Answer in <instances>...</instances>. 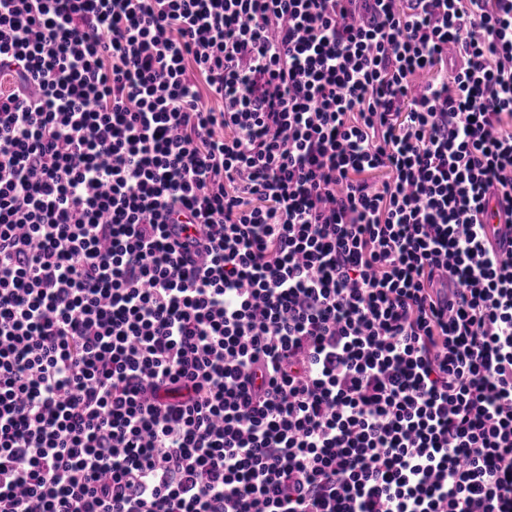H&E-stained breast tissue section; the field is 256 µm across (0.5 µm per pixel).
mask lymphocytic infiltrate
Returning <instances> with one entry per match:
<instances>
[{
    "label": "lymphocytic infiltrate",
    "instance_id": "f902f5d3",
    "mask_svg": "<svg viewBox=\"0 0 512 512\" xmlns=\"http://www.w3.org/2000/svg\"><path fill=\"white\" fill-rule=\"evenodd\" d=\"M512 0H0V512H512ZM507 217L500 212L497 215L488 217L486 225V237L488 242L494 247L507 246L512 237V229L507 224Z\"/></svg>",
    "mask_w": 512,
    "mask_h": 512
}]
</instances>
